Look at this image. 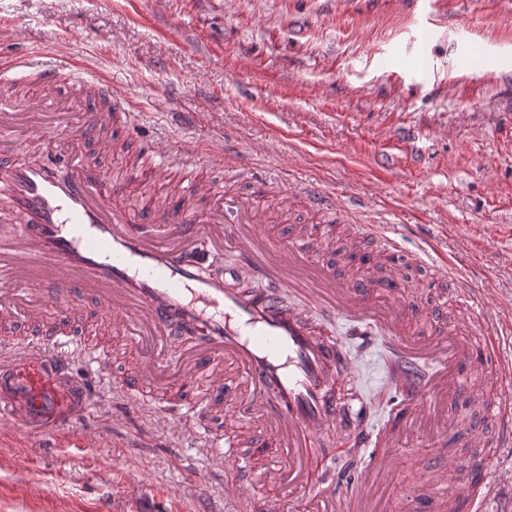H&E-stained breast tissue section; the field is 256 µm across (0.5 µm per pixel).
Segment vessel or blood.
I'll list each match as a JSON object with an SVG mask.
<instances>
[{
	"instance_id": "vessel-or-blood-1",
	"label": "vessel or blood",
	"mask_w": 512,
	"mask_h": 512,
	"mask_svg": "<svg viewBox=\"0 0 512 512\" xmlns=\"http://www.w3.org/2000/svg\"><path fill=\"white\" fill-rule=\"evenodd\" d=\"M13 67L38 84L68 82L71 92L42 105L9 94L11 80L0 76V196L21 218L13 235L0 237V332L11 333L22 320L52 343L46 350L20 336L0 359L1 423L26 428L38 421L41 435H65L92 408L71 377L65 350L80 340V328L89 321L81 305L88 297L108 316L110 335L121 337L135 358L122 382L128 398L150 404L174 427L202 435L208 453L223 461L220 474L230 498L242 495L234 434L250 426L257 434L254 447L277 446L274 459L252 473L254 486L307 491L320 512H368L361 491L340 499L334 487H312L306 477L315 439L338 417L335 385L337 376L351 371L347 351L315 335L298 312L284 307L280 292H246L212 276L215 254L228 250L257 277L380 336L402 357L399 378L410 392L390 412L381 439L355 434L364 447L381 448L365 477L392 482L399 471L394 449L403 435L441 414L450 435L474 446L456 417L463 393H476L478 420L495 423L489 447L512 446V397L474 392L466 377L470 366L481 363L497 386L512 388V363L502 356L512 325L488 317L475 335L459 323L423 334L410 301L385 299L398 266L423 264L428 250L406 251L396 227L345 225L341 254L357 252L369 238L385 260L348 280L340 265L322 258L334 248L332 235L261 233L252 198L192 174L181 183L186 205L135 213L126 186L138 171L118 181L95 160L115 153L109 130L130 120L122 94L98 78L75 79L38 58H17ZM23 153L36 155L37 163H15ZM185 164L161 139L146 144L139 158L153 180ZM300 193L319 214L345 211L341 200L317 184ZM452 278L451 266L443 263L433 268L428 285L452 291L459 306L474 309V289ZM200 379L224 395L223 428L214 425L213 405L174 389ZM488 460L487 452L465 464L449 456L441 481L451 490L450 512H503L498 503L503 490L512 491V469L489 480Z\"/></svg>"
}]
</instances>
